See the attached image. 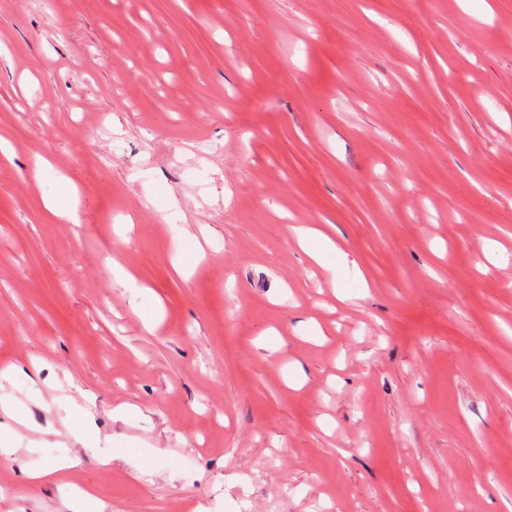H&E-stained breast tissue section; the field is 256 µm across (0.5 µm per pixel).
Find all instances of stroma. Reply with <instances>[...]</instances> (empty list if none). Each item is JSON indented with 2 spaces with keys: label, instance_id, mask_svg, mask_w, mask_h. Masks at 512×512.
<instances>
[{
  "label": "stroma",
  "instance_id": "1",
  "mask_svg": "<svg viewBox=\"0 0 512 512\" xmlns=\"http://www.w3.org/2000/svg\"><path fill=\"white\" fill-rule=\"evenodd\" d=\"M0 137V512H512V0H0ZM291 230L301 243L311 244L305 250L320 265H322L329 253L336 251V245L317 229L291 226ZM71 435L81 443L85 450L92 451L97 442V435L93 426V415L89 408L84 410V421L77 427L70 429ZM80 463L78 455L69 453L60 455L50 466L23 471L24 476L32 482H40L46 477L58 476V473L73 468Z\"/></svg>",
  "mask_w": 512,
  "mask_h": 512
}]
</instances>
